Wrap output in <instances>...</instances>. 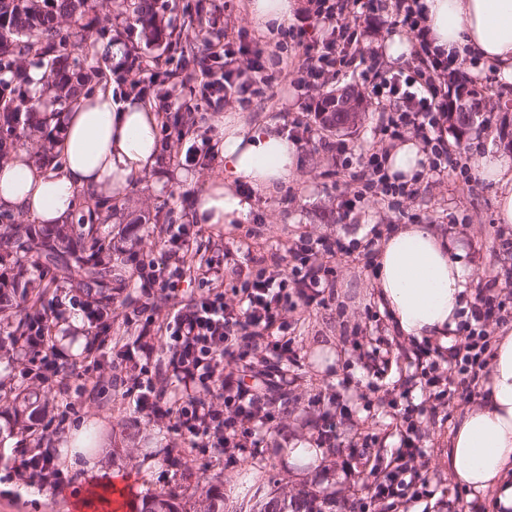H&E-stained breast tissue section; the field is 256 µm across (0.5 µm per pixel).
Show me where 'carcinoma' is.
I'll list each match as a JSON object with an SVG mask.
<instances>
[{
    "label": "carcinoma",
    "instance_id": "carcinoma-1",
    "mask_svg": "<svg viewBox=\"0 0 512 512\" xmlns=\"http://www.w3.org/2000/svg\"><path fill=\"white\" fill-rule=\"evenodd\" d=\"M85 0H0V86L12 87L8 100L11 110L0 121V158L8 157L25 145L26 126L21 120L35 112L55 116L69 111L74 102L72 76L81 74L86 92L103 83L106 73L99 61L108 50H99L89 36L91 23L83 22ZM72 24L61 28L60 20ZM130 22L146 40L160 44L171 33L158 23L156 0H134ZM33 65L44 69L41 79L51 82L52 96L45 100L33 89L31 72L23 65L29 57ZM102 204L85 200L73 210L68 224H45L37 228L20 224L14 214L0 211V270H12L10 285L0 292V308L13 309L0 334L7 336L12 349L27 356L32 353L31 337L42 326H50L52 304L64 290L78 292L91 319L94 334L112 347H122V339L112 336V291L124 294L121 305L140 306L151 314L160 307L134 297L141 287L134 272L150 271V261L123 250L112 249V237L101 231ZM173 211L158 210L152 233L162 246L160 257L168 256L172 245ZM317 497L303 493L293 500L273 497L262 504L260 512H335L336 503H316ZM133 512H218L207 490L200 493L188 511L172 492L152 493L141 499Z\"/></svg>",
    "mask_w": 512,
    "mask_h": 512
}]
</instances>
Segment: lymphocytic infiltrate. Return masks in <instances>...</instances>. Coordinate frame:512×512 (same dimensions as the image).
Segmentation results:
<instances>
[{
	"mask_svg": "<svg viewBox=\"0 0 512 512\" xmlns=\"http://www.w3.org/2000/svg\"><path fill=\"white\" fill-rule=\"evenodd\" d=\"M390 9L395 10L397 24L412 42L414 67L409 73L382 69L378 50L366 54L357 48L360 39L376 35L377 19ZM420 12L418 0H396L391 6L386 0H309L302 23L282 30V41L272 55L247 31H238L233 38L217 32L218 19L210 17L208 24L215 32L205 41L210 66L201 72V95L207 100L251 104L271 89L275 77H287L282 54L299 47L303 58L298 62V88H314L324 76L353 70L381 104L374 115L376 134L395 139L413 132L423 144L430 172L441 173L448 167L445 132L451 107L472 78L461 71L452 54L436 46ZM273 65L278 66V75L270 74ZM319 142L334 153L338 166L352 171L355 188L340 202L344 213H351L375 191L393 204L412 196L411 188L392 181L386 172L385 147L375 145L355 156L344 143L328 136H320ZM349 253V246L340 238L302 232L287 249L288 262L269 259L260 250L246 253L244 262L231 270L229 291L195 298L163 323H156L143 310H134L133 320L140 323L143 335L163 328L173 375L195 390L174 412L178 431L210 448L261 446L262 432L277 421L278 409L261 385H247L234 372L224 371L221 363L229 358L246 366L259 364L265 376L285 377L295 355L288 336L289 316L324 304L327 289L336 283V268L330 260ZM505 285H512V266L492 269L479 278V299L457 326L461 340L448 347L450 368L473 387L478 386L492 354L488 326L502 318L505 305L500 289ZM200 390L218 391L220 406L197 398ZM414 414L410 408L403 417L404 464L377 478L369 503L360 504L359 512H370L375 503L384 505L409 494H427L428 477L411 465L424 454Z\"/></svg>",
	"mask_w": 512,
	"mask_h": 512,
	"instance_id": "obj_1",
	"label": "lymphocytic infiltrate"
}]
</instances>
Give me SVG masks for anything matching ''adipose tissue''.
<instances>
[{
	"label": "adipose tissue",
	"mask_w": 512,
	"mask_h": 512,
	"mask_svg": "<svg viewBox=\"0 0 512 512\" xmlns=\"http://www.w3.org/2000/svg\"><path fill=\"white\" fill-rule=\"evenodd\" d=\"M423 18L436 45L494 67L512 84V0H421ZM162 113L111 90L79 95L63 116L58 141L62 166L50 172L27 151L0 164V210L40 224L70 221L79 195L122 197L156 165ZM223 177L211 181L193 214L199 224H238L250 202L239 183L265 191L296 174L298 149L277 121L250 125L224 119ZM477 177L498 183L500 223L512 224V157L488 153L474 163ZM469 269L444 231L422 224L392 228L383 238L375 267L376 297L402 339L438 338L447 344L461 307ZM487 393L466 411L450 440L448 469L457 483L489 493L492 512H512V334L500 337L488 364Z\"/></svg>",
	"instance_id": "ef3b65f1"
}]
</instances>
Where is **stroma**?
<instances>
[{
  "label": "stroma",
  "instance_id": "obj_1",
  "mask_svg": "<svg viewBox=\"0 0 512 512\" xmlns=\"http://www.w3.org/2000/svg\"><path fill=\"white\" fill-rule=\"evenodd\" d=\"M92 15L105 38L113 39L118 56L112 57L108 83L115 90L129 91L128 83L118 80V72L128 65L121 50L125 45L139 47L142 74H164L180 69L182 76L199 70L197 60L181 63L175 46H145L136 30L127 29L119 15L121 0H89ZM165 21L177 22L184 7H202L213 12L223 6L229 36L238 29L253 28L247 0H158ZM469 74L478 76L475 88L481 98V112L473 128H456L449 135L451 154L447 169L441 174L423 173L418 193L388 205L378 196H366L354 214L344 215L340 201L350 191L348 171L336 168V161L325 152L317 139L298 143L299 163L295 177L287 186L269 193H254L251 209L241 224H197L193 221L194 201L206 190L211 178L223 175L222 156L199 157L189 165L174 161L169 152L159 154L157 166L144 175L119 199L118 209L106 222L107 228L130 225L125 236L115 237L117 248L134 251L151 259L159 254L149 232L153 216L161 207L174 210L182 224L192 225L194 245L208 259L223 257L233 249L235 260H243L244 233L255 227L261 241L288 247L294 234L309 232L315 236H332L343 241L361 239L369 225L388 228L411 223L420 216L422 223L452 231L466 247V263L471 274L465 284L464 304L477 301V280L486 268L512 263L499 249L501 238H512V224L499 223L496 199L499 189L490 181L470 178L468 170L477 157L487 150L512 155V85L501 83L492 69L465 64ZM358 79L339 77L324 89L305 92L288 81H274L271 98L240 108L235 103L200 104L205 119L186 134L185 144L209 135L222 142L224 117L237 112L247 122L276 119L282 129L304 106L317 104L324 93H341L358 87ZM336 287L327 306H313L305 321L293 325L291 337L297 354L288 368L291 385L288 402L280 423L270 424L263 447L219 452L193 446L191 440L174 429L169 418L136 413L124 384L112 381L111 372H99L84 350L91 338L90 318L75 295L61 297L56 306L70 325L68 340L60 348L76 359L75 372L61 374L53 384L56 391L48 418L54 432L52 446L63 455L68 435L86 422L98 427L100 439L112 440V455L106 458L104 474L84 477L65 471V484L30 483L21 477L14 462L30 455L32 440L19 434L0 437V512H78V499H90L109 481H116L120 493L112 498L111 512H132L130 505L149 492L172 489L189 505L201 489L215 488L224 496L225 505L240 506L241 512H257L258 492L295 496L309 492L354 506L369 500L367 483L375 473L384 471L399 455L400 425L408 403L422 404L424 475L430 479V494L403 501L398 512H491L486 495L472 493L460 486L448 471L443 459L448 437L466 410L477 405L478 395L457 389L450 407L436 408L414 393L411 401H399L396 408L383 407L387 391L403 390L418 365L428 358L416 347L393 332L387 309L382 308L374 293L375 266L368 263L362 249H355L336 263ZM364 343L385 352V362L360 357L356 343ZM340 401L351 409L359 425L357 434L341 435L334 447L325 449L318 466L308 474L284 468L279 454L282 436L316 439L312 423L317 413L314 403L329 407ZM137 434L128 442L122 428Z\"/></svg>",
  "mask_w": 512,
  "mask_h": 512
}]
</instances>
